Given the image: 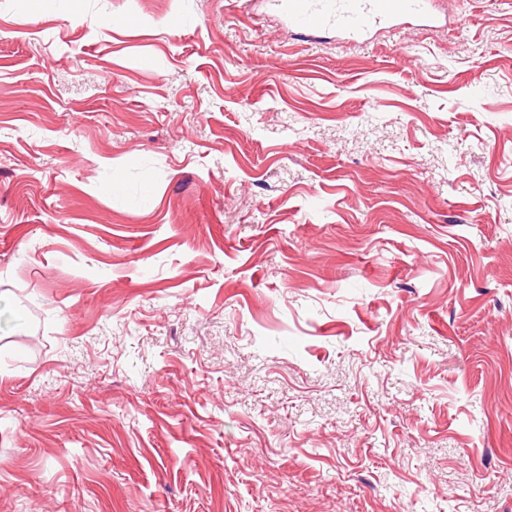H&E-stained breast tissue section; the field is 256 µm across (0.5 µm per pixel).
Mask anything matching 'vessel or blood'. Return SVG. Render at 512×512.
Returning a JSON list of instances; mask_svg holds the SVG:
<instances>
[{"mask_svg":"<svg viewBox=\"0 0 512 512\" xmlns=\"http://www.w3.org/2000/svg\"><path fill=\"white\" fill-rule=\"evenodd\" d=\"M288 27L306 37L326 31L350 39H366L379 28H391L411 19L430 27L437 19L430 0H278Z\"/></svg>","mask_w":512,"mask_h":512,"instance_id":"b4317fda","label":"vessel or blood"}]
</instances>
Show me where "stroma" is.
Here are the masks:
<instances>
[{
	"instance_id": "35a3bbf8",
	"label": "stroma",
	"mask_w": 512,
	"mask_h": 512,
	"mask_svg": "<svg viewBox=\"0 0 512 512\" xmlns=\"http://www.w3.org/2000/svg\"><path fill=\"white\" fill-rule=\"evenodd\" d=\"M0 0V512H512V0ZM288 16V27L306 37L336 31L350 39L364 40L379 28H392L412 19L422 27L437 23L430 0H279Z\"/></svg>"
}]
</instances>
